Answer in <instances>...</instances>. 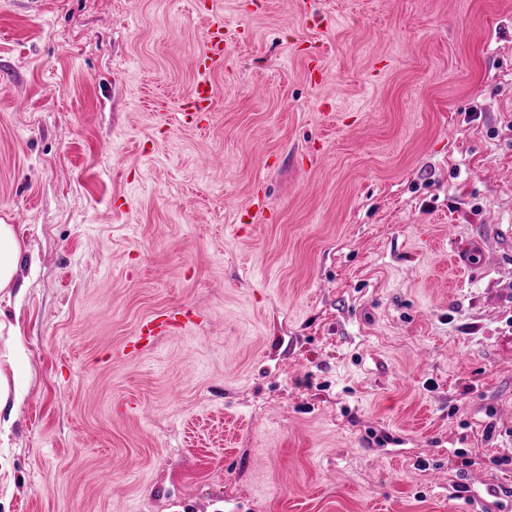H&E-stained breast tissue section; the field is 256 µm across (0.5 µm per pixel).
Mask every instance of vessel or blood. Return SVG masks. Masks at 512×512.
Wrapping results in <instances>:
<instances>
[{
    "label": "vessel or blood",
    "mask_w": 512,
    "mask_h": 512,
    "mask_svg": "<svg viewBox=\"0 0 512 512\" xmlns=\"http://www.w3.org/2000/svg\"><path fill=\"white\" fill-rule=\"evenodd\" d=\"M198 7L210 15L211 21L204 36L203 47L196 60L197 69L201 72L202 77L195 82L178 106L180 119L183 124L188 126L196 125L200 114L209 111L215 91L208 75L223 67L232 44L241 36L239 29L229 28L223 20L214 17L211 0H200ZM179 327L180 322L176 314L169 313L147 321L142 326L141 333L145 335L147 341L152 342L160 337L175 334Z\"/></svg>",
    "instance_id": "obj_1"
}]
</instances>
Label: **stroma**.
Here are the masks:
<instances>
[{"label": "stroma", "mask_w": 512, "mask_h": 512, "mask_svg": "<svg viewBox=\"0 0 512 512\" xmlns=\"http://www.w3.org/2000/svg\"><path fill=\"white\" fill-rule=\"evenodd\" d=\"M214 9L0 0V512H512V0ZM197 6L207 15H212V19L196 60L197 69L203 77L195 82L178 106V115L182 123L188 126L197 125L199 114L209 112L215 91L206 74L224 66V59L229 55L231 45L238 41L242 34L237 28H229L223 19L213 17V1L199 0ZM25 247L15 225L0 224V293L14 288L15 276L23 258ZM180 314L182 313L173 312L165 315H159L147 321L142 326L139 336H136L135 341L133 342V351L141 350V348H139V343L140 340L143 339V335L146 336L148 343V345L144 347H148L161 336H171L175 334L180 327V321L177 319V316Z\"/></svg>", "instance_id": "35a3bbf8"}]
</instances>
